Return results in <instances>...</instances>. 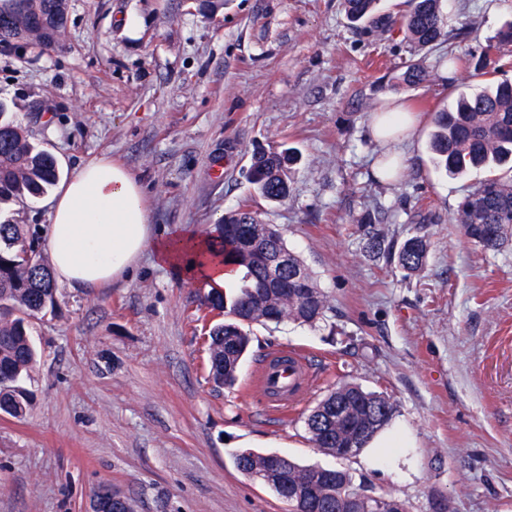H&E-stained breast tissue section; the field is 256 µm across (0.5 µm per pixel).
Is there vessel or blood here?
<instances>
[{
  "mask_svg": "<svg viewBox=\"0 0 512 512\" xmlns=\"http://www.w3.org/2000/svg\"><path fill=\"white\" fill-rule=\"evenodd\" d=\"M311 375L308 358L301 351H274L267 355L250 383L274 407H294L307 389Z\"/></svg>",
  "mask_w": 512,
  "mask_h": 512,
  "instance_id": "vessel-or-blood-1",
  "label": "vessel or blood"
}]
</instances>
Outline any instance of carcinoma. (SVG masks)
I'll return each instance as SVG.
<instances>
[{
  "label": "carcinoma",
  "instance_id": "carcinoma-1",
  "mask_svg": "<svg viewBox=\"0 0 512 512\" xmlns=\"http://www.w3.org/2000/svg\"><path fill=\"white\" fill-rule=\"evenodd\" d=\"M348 20L371 35L398 36L416 47L441 43L448 36L445 0H406V9L384 12L379 0H343ZM67 22V0H0V42L23 41L52 49ZM512 45V22L506 23L486 50L478 69L492 75L512 66L500 47ZM0 102V202L36 200L60 179L56 158L31 142L24 129L6 117ZM430 151L434 166L452 177L471 170L489 171L458 202L451 220L485 250H495L512 236V174L499 169L512 161V80H492L480 88L457 85L448 108L433 113ZM300 160L291 148L258 151L252 155L249 183L255 196L282 204L290 195L289 173ZM39 238L26 224L0 222V414L25 417L32 394L24 386L36 361L30 339L31 319L57 304L56 283L45 264ZM209 254L224 259L238 273L237 293L208 296L209 307L224 317L209 328V376L218 387L233 386L250 344L245 327L252 323L294 321L314 325L329 310L328 296L313 273L288 248L275 224H267L248 206L224 213L209 235ZM429 243L424 235L404 240L397 263L409 274L424 270ZM288 257V269L272 278L269 256ZM393 406L380 394L350 382L336 385L304 418L310 441L336 454L338 448L363 449L365 440L391 419ZM237 470L263 482L266 455L251 450L234 454ZM313 470L290 460L280 473L283 486ZM335 478L319 487L322 498L355 489L352 475L334 469Z\"/></svg>",
  "mask_w": 512,
  "mask_h": 512
}]
</instances>
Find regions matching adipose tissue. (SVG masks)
Returning <instances> with one entry per match:
<instances>
[{"mask_svg": "<svg viewBox=\"0 0 512 512\" xmlns=\"http://www.w3.org/2000/svg\"><path fill=\"white\" fill-rule=\"evenodd\" d=\"M47 246L55 276L72 288L91 290L124 278L147 250L158 265L217 289L235 277L222 260L205 258V235L156 236L140 183L106 160L86 163L62 186Z\"/></svg>", "mask_w": 512, "mask_h": 512, "instance_id": "1", "label": "adipose tissue"}]
</instances>
